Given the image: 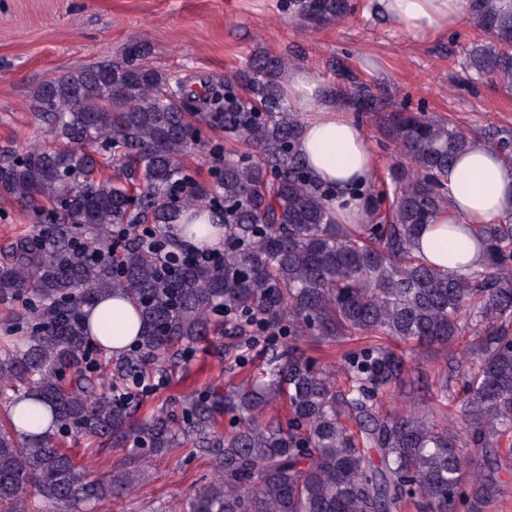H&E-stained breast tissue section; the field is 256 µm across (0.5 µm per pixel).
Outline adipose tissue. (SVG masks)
Segmentation results:
<instances>
[{
    "label": "adipose tissue",
    "instance_id": "1",
    "mask_svg": "<svg viewBox=\"0 0 512 512\" xmlns=\"http://www.w3.org/2000/svg\"><path fill=\"white\" fill-rule=\"evenodd\" d=\"M383 13L413 39L426 40L459 27L466 0H380ZM288 105L305 114L297 142L315 178L335 186L336 219L364 224L368 206L350 187L369 182L377 167L362 125L345 113L320 108L318 84L305 72L286 79ZM450 206L419 241L425 259L464 273L483 260V249L470 231L475 224H495L512 213V166L482 140H474L448 172Z\"/></svg>",
    "mask_w": 512,
    "mask_h": 512
}]
</instances>
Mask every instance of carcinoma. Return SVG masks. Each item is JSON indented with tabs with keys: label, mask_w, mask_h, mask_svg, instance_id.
Instances as JSON below:
<instances>
[{
	"label": "carcinoma",
	"mask_w": 512,
	"mask_h": 512,
	"mask_svg": "<svg viewBox=\"0 0 512 512\" xmlns=\"http://www.w3.org/2000/svg\"><path fill=\"white\" fill-rule=\"evenodd\" d=\"M484 44L469 66L512 88V0H467ZM283 11L315 25L355 14V0H283ZM135 43L121 66L75 69L39 86L33 110L55 146L28 143L0 150V199L37 214L45 226L14 240L0 260V302L25 297L23 319L38 330L0 349V396L11 407L30 398L50 427L23 435L16 423L40 419L7 409L0 419V512H38L32 498L67 509L128 487L125 474L89 479L56 434L76 428L88 452L133 440L152 456L194 448L210 460L213 480L171 512H491L505 495L501 472L512 460V219L474 232L485 260L464 274L429 264L417 238L448 209V170L472 137L422 109L376 113L393 143V199L363 194L373 224H339L333 193L296 150L301 123L284 103L285 61L265 54L208 92L210 123L254 146L258 159L224 149L217 174L224 224H183V213L212 206L193 183L173 193L187 172L182 159L198 128L188 121L194 99L140 63ZM245 86L244 98L236 87ZM336 100L372 111L374 96L354 88ZM484 141L512 164V139ZM103 146L122 165H135L136 186L103 178L93 152ZM125 224L124 236L113 225ZM191 237L224 230L223 260L188 265L164 276L159 260L136 241L135 225ZM118 290L136 308L145 332L137 349L93 358L84 308ZM222 307L288 330V353L269 359L227 392L188 403L183 425L166 411L133 420L134 400L116 393L151 375L176 345L206 336L210 313ZM124 312L107 310L99 331L123 334ZM314 336L332 346L351 342L340 359L320 364L300 352ZM396 339L461 347V390L440 396L459 409L464 426L418 401L378 410L385 388L411 370L385 346ZM288 409L287 424L267 418ZM239 417L221 432L218 416ZM478 449L472 458L463 449Z\"/></svg>",
	"instance_id": "carcinoma-1"
}]
</instances>
